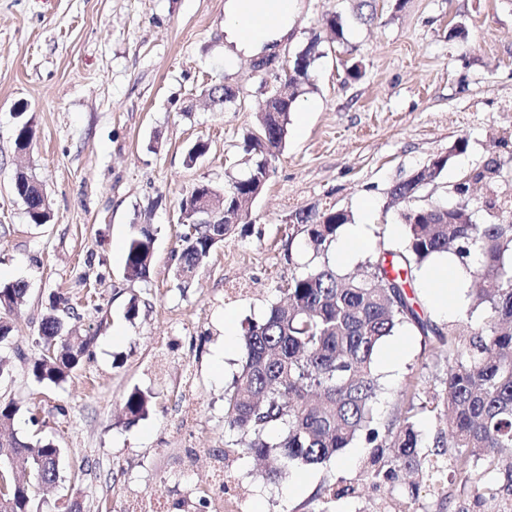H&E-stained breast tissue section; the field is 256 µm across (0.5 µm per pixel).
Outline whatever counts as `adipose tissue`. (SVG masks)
<instances>
[{
  "label": "adipose tissue",
  "mask_w": 512,
  "mask_h": 512,
  "mask_svg": "<svg viewBox=\"0 0 512 512\" xmlns=\"http://www.w3.org/2000/svg\"><path fill=\"white\" fill-rule=\"evenodd\" d=\"M272 0H225L224 3V56L228 61L237 60L239 55H257L272 50L293 26L296 15L301 10L298 0H293L290 12L281 16L279 22L261 30L251 38H243L242 29L250 22L251 15L272 10Z\"/></svg>",
  "instance_id": "adipose-tissue-1"
}]
</instances>
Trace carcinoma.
Wrapping results in <instances>:
<instances>
[{
	"label": "carcinoma",
	"mask_w": 512,
	"mask_h": 512,
	"mask_svg": "<svg viewBox=\"0 0 512 512\" xmlns=\"http://www.w3.org/2000/svg\"><path fill=\"white\" fill-rule=\"evenodd\" d=\"M316 57L315 45L296 55L288 79V100L271 97L257 116L256 132L245 142L255 156L249 175L224 189V206L232 209L250 186L266 175L268 156L288 134L289 114ZM263 135L264 139L257 138ZM498 167L475 171L458 189L472 183L491 184ZM30 170H19L14 192L24 202L31 221L51 220L50 205L42 203ZM394 184L389 195L411 202L421 178ZM181 203L179 265L186 282L219 244L235 231L233 224H197L198 216ZM303 224L288 236L301 237L318 258L288 280L286 301L271 306L260 323L249 324L242 336L240 370L224 394V427L233 435L223 461L249 454L268 462L262 477L277 480L294 468L323 465L362 438L372 451L364 477L377 487L394 481L401 470L443 478L460 487L457 501L442 491V502L454 512L473 504L483 512H512V224H474L458 206L411 207L401 214L405 241L399 251L385 250L368 258L363 274L350 276L333 264L330 249L338 231L351 223L341 210L299 209ZM155 233L138 225L125 259V277L145 281L150 274ZM453 255L469 270L473 291L489 313L472 329L443 330L414 308L407 286L413 271L442 255ZM22 282H0V310H9L26 295ZM73 309L70 298L56 297L41 319L40 358L31 367L33 379L58 385L90 355L94 337L81 336L58 315ZM412 324L424 344L447 356L445 389L432 392L429 404L439 430L434 449H422L415 429L414 404L400 408L387 422L373 412L379 392L375 361L385 340ZM150 396L135 388L126 395L129 422L149 414ZM19 406L0 404V425L11 429ZM0 448L19 457L15 468L3 470L12 498L11 512H40V493L65 481L64 449L50 441L0 436Z\"/></svg>",
	"instance_id": "obj_1"
}]
</instances>
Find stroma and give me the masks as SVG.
I'll use <instances>...</instances> for the list:
<instances>
[{"label": "stroma", "instance_id": "35a3bbf8", "mask_svg": "<svg viewBox=\"0 0 512 512\" xmlns=\"http://www.w3.org/2000/svg\"><path fill=\"white\" fill-rule=\"evenodd\" d=\"M225 0H0V281L27 285L22 305L7 313L15 331L0 345L10 372L0 403L15 401L20 438L44 437L69 464L88 462L75 483L45 497L80 502L83 512H123L150 496L167 512H311L322 485L354 486V496L328 512H440L429 480L400 474L378 491L360 488L370 449L355 440L338 459L269 482L241 455L215 481L214 455L224 448V391L239 355L217 361L224 323L237 334L262 321L280 290L313 257L289 244L290 215L334 208L366 224L369 246L341 266L356 272L366 255L404 242L402 205L391 187L447 157L424 185L417 205H464L474 223L488 222V192L512 198V0H371L375 18H355L358 0H300L288 37L257 67L254 58L224 62ZM346 20L343 39L323 18ZM463 28L453 38L450 28ZM318 42L313 81L290 114L288 136L270 161V178L245 223L177 286L180 202L202 183L223 189L245 177L253 158L244 141L270 91L294 55ZM359 64V79L347 68ZM233 101L209 100L210 86ZM32 121L26 153L16 129ZM209 149L185 162L196 141ZM497 161L492 187L476 186L467 202L452 192L464 176ZM42 182L54 218L30 220L13 191L19 167ZM155 231L144 281L124 276L134 227ZM418 312L438 325H479L485 306L466 301L442 312L415 272ZM75 303L79 325L95 335L84 359L58 386L37 384L29 368L53 296ZM139 303L127 319L130 299ZM445 361L413 326L387 339L376 360L382 391L374 412L388 421L409 382L430 389ZM153 407L135 424L122 421L132 389ZM39 403L31 422L30 400Z\"/></svg>", "mask_w": 512, "mask_h": 512}]
</instances>
